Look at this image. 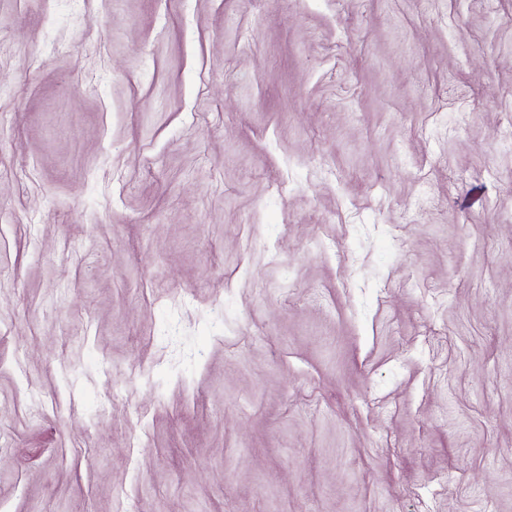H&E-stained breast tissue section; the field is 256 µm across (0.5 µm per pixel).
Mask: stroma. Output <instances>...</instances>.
Segmentation results:
<instances>
[{
	"label": "stroma",
	"instance_id": "1",
	"mask_svg": "<svg viewBox=\"0 0 512 512\" xmlns=\"http://www.w3.org/2000/svg\"><path fill=\"white\" fill-rule=\"evenodd\" d=\"M0 512H512V0H0Z\"/></svg>",
	"mask_w": 512,
	"mask_h": 512
}]
</instances>
